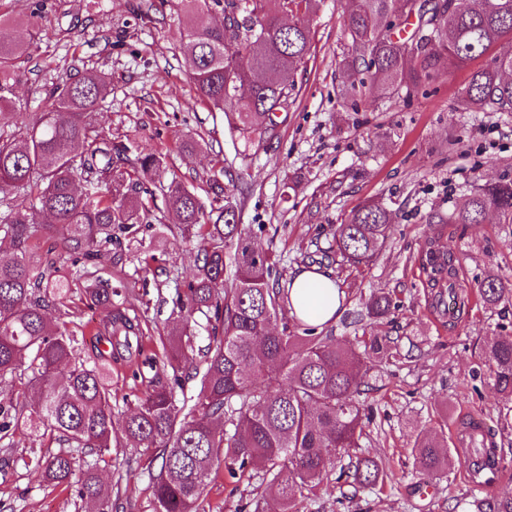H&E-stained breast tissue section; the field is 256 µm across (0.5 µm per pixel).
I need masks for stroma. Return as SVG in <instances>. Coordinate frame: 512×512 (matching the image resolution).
Listing matches in <instances>:
<instances>
[{"instance_id":"obj_1","label":"stroma","mask_w":512,"mask_h":512,"mask_svg":"<svg viewBox=\"0 0 512 512\" xmlns=\"http://www.w3.org/2000/svg\"><path fill=\"white\" fill-rule=\"evenodd\" d=\"M153 2L148 18L137 8ZM43 3L45 31L15 63V100L36 112L45 87L68 72H108L112 90L96 114L100 128L117 141L168 154V169L200 198L211 193L214 173L225 171L239 186L237 221L251 240L277 255L279 269L294 275L321 261L337 225L371 198L395 214L388 248L367 268L341 273L342 318L329 322L337 341L355 345L364 334L395 338L398 355L372 366L366 403L372 420L361 445L381 457L392 481L371 489L339 488L323 481L303 499L301 512H469L474 500L512 495V426L500 423V396L488 377L483 353L495 336L512 332V305L490 309L476 299L482 282L512 284V223L490 215L479 224H431L433 211L447 212L475 184L512 175V112H465L460 92L489 55L450 69L409 103L362 99L348 102L340 63L347 51L342 33L343 0H321L308 19L314 42L298 73L297 87L274 130L244 144L231 132L224 113L201 104L183 52L184 18L168 0H0V22L27 21ZM203 140L185 152L187 138ZM156 219L164 236L143 229L136 238L112 245V262L96 271L124 283L122 298L143 332L146 355H162L174 327L171 296L190 278L198 257L195 240L182 238L162 194H155ZM450 245L459 257L461 285L473 297L468 313L448 323L429 306L428 290L415 259L431 239ZM157 260L144 266L145 251ZM390 293L399 308L370 324L365 303L371 293ZM133 364L112 367L115 417L134 408L154 381L153 371L134 376ZM447 417V444L453 465L432 478L413 465L416 434L435 430ZM494 430L506 467L490 487L463 477L458 437L472 423ZM59 449L55 441L16 434L0 448V512H94L60 487L32 482L23 461ZM159 463L142 449L118 439L100 479L124 512H152L151 476ZM260 478L234 479L213 471L200 512H275L277 502L261 493Z\"/></svg>"}]
</instances>
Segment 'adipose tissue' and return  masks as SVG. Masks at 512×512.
<instances>
[{
	"label": "adipose tissue",
	"instance_id": "obj_1",
	"mask_svg": "<svg viewBox=\"0 0 512 512\" xmlns=\"http://www.w3.org/2000/svg\"><path fill=\"white\" fill-rule=\"evenodd\" d=\"M296 316L311 325L320 326L340 315L344 294L336 282L318 268L298 273L289 290Z\"/></svg>",
	"mask_w": 512,
	"mask_h": 512
}]
</instances>
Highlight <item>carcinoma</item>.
I'll return each instance as SVG.
<instances>
[{"instance_id":"cac0c4a2","label":"carcinoma","mask_w":512,"mask_h":512,"mask_svg":"<svg viewBox=\"0 0 512 512\" xmlns=\"http://www.w3.org/2000/svg\"><path fill=\"white\" fill-rule=\"evenodd\" d=\"M320 0H177L185 20L183 48L193 69L198 99L229 112L231 129L248 144L275 124L288 106L297 73L313 41L306 18ZM224 21L208 19L213 8ZM36 24L12 27L0 35V125L14 127L0 136V441L19 431L47 434L61 450L34 458L25 467L35 480L50 482L81 500L101 502L98 471L111 453L116 433L112 412V363L127 361L138 324L112 308V288L96 279L80 289L85 306L103 312L92 339L96 353L84 357L78 333L86 325L69 319L73 288L57 264L81 259L112 262L116 234L135 235L154 218L140 196L145 182H159L181 233L198 241L195 273L175 288V329L164 344L162 366L154 357L143 364L169 373L175 385L199 380L190 407L176 404L174 389L153 385L121 422L125 439L161 458L152 477L153 512H198L206 480L224 466L231 477L262 474L279 512H299L305 498L333 474L336 458L347 456L336 481L356 490L384 484L380 459L352 455L360 448L366 423L367 360L393 357V341L377 334L358 348L346 347L318 327L292 315L288 284L271 256L242 235L236 224L235 185L212 179L210 208L181 181H162L167 153L132 152L105 136L95 113L111 92V78L91 71L68 77L44 90L39 116L30 120L17 107L14 69L17 55L36 40ZM343 35L346 97L407 100L441 74L484 55L504 37L512 38V0H348ZM458 106L466 111L512 112V44L475 71ZM512 223V178L478 184L452 211L431 212V224H478L487 212ZM46 213L51 224L36 223ZM394 224L392 210L371 200L354 210L332 235L323 257L340 270L371 264L382 253ZM66 235L41 264L30 255L33 241ZM427 276L431 306L448 324L469 308L458 283V257L433 239L418 256ZM50 289L56 322L48 317ZM488 306L512 303V284L490 278L478 289ZM373 322L395 309L390 294H373L365 306ZM207 320L208 343L197 349L198 324ZM202 355L189 371L190 356ZM493 387L512 402V334L497 336L486 351ZM25 368L27 382L14 384ZM495 432L462 433L479 449L470 481L491 484L501 471ZM414 460L428 476L448 472L452 460L444 435H416Z\"/></svg>"}]
</instances>
